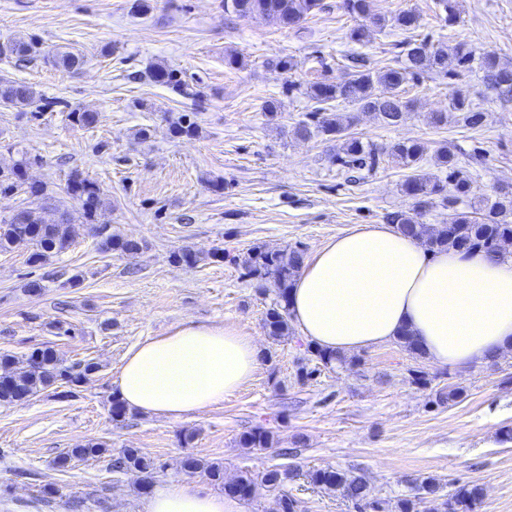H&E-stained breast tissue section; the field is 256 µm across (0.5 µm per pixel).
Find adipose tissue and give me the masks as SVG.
<instances>
[{"label": "adipose tissue", "instance_id": "ef3b65f1", "mask_svg": "<svg viewBox=\"0 0 512 512\" xmlns=\"http://www.w3.org/2000/svg\"><path fill=\"white\" fill-rule=\"evenodd\" d=\"M292 322L317 349L350 355L409 333L423 357L461 368L512 349V259L427 251L390 224H360L326 241L289 291ZM253 337L190 321L140 343L112 382L129 408L179 418L253 380ZM145 512H242L239 499L193 482L158 488Z\"/></svg>", "mask_w": 512, "mask_h": 512}]
</instances>
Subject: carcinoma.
<instances>
[{"label": "carcinoma", "mask_w": 512, "mask_h": 512, "mask_svg": "<svg viewBox=\"0 0 512 512\" xmlns=\"http://www.w3.org/2000/svg\"><path fill=\"white\" fill-rule=\"evenodd\" d=\"M323 8L322 0H224L226 14L239 18L255 15L273 17L286 26L297 25L313 11ZM338 8L365 21L351 32V39L357 42L366 37L369 24L383 28L389 22L392 27L406 33L419 27V15L415 12L400 11L386 20L373 13L372 0H340ZM0 45L4 46L6 55L19 63H32L42 56L39 42L33 38L15 37ZM400 46L401 61L397 67L375 75L355 69L339 81L312 84L308 95L317 107L310 113L311 122H304L298 127L299 135L303 138L316 135L335 143L336 152L332 158L344 168L373 170L379 164L378 150L347 133L353 117L329 112L327 106L343 102L358 112L373 114L387 127H396L411 108L410 101L402 95L404 86L419 80L425 73L445 70L450 52L460 70L469 71L473 64H478L487 86L503 99H512V66L502 64L494 51H479L466 42H459L449 50L414 39L404 41ZM53 63L65 71H75L81 65V57L71 51L62 52L54 57ZM147 78L180 95L187 94V86L176 69L159 65L149 70ZM377 85L382 87L379 94L375 92ZM41 101L43 98L32 86L0 77V108L25 112ZM448 109L461 113L463 122L471 128L482 125L483 113L460 91L449 96ZM67 120L74 126L90 127L98 122V115L75 109L67 113ZM171 133L176 138H192L197 133V123L191 115L184 114L172 123ZM426 150L425 144L416 140L400 141L392 146L391 155L404 167L412 169L405 180L404 191L414 201V208L411 213H388L386 222L396 225L401 234L417 238L431 252L453 248L460 252L480 250L494 259L508 257L497 245L504 240H512V193L476 195L469 171L446 147L437 151L440 164L447 170L445 178L423 173L419 170V162ZM27 165L28 161L21 160L7 171L0 169V194L17 193L28 183ZM66 191L79 205L78 216L65 210L57 220L46 223L36 208H21L0 221V250L17 246L30 248L27 263L33 267L45 266L51 255L65 250L72 240V224L95 223L98 213L107 204L97 182L77 172L70 175ZM29 193L35 200L49 199L42 183L30 184ZM433 207L448 211V221L424 224L418 220L426 209ZM103 246L107 251L125 254H136L143 249L138 241L112 234L103 239ZM211 257L242 267L245 276L257 281L260 289L267 283L273 284L277 290V301L266 312L265 328L274 339L289 335L288 289L293 286L303 264L302 252L298 249H270L262 245L251 248L243 256L217 249ZM200 261V255L190 248H182L172 255V262L179 266L193 267ZM1 363L5 364V368H0L1 405L27 400L60 381L79 383L96 370L95 363L88 361L76 372L63 365L50 347L37 348L22 360L14 355L1 354ZM240 442L245 448L263 451L272 447L273 437L267 431L252 430L244 433ZM107 452L108 448L102 443H87L60 455L57 466L64 470L74 459L100 457ZM114 463L120 469L142 474L144 489L150 485L157 469L154 460L136 448L123 449ZM180 468L189 473L204 474L230 496L246 499L256 487L254 479L248 475L226 481L221 466L207 464L194 456L184 457ZM293 478L294 470L273 468L262 475L261 484L280 488ZM310 479L319 487L340 492L358 509L367 506L380 508L379 502L370 500L371 487L362 474L317 470L310 474ZM419 488L429 499L428 512H473L482 496V488L477 485L464 486L452 495L443 496L439 494L440 487L436 481L428 477L421 481Z\"/></svg>", "instance_id": "obj_1"}]
</instances>
